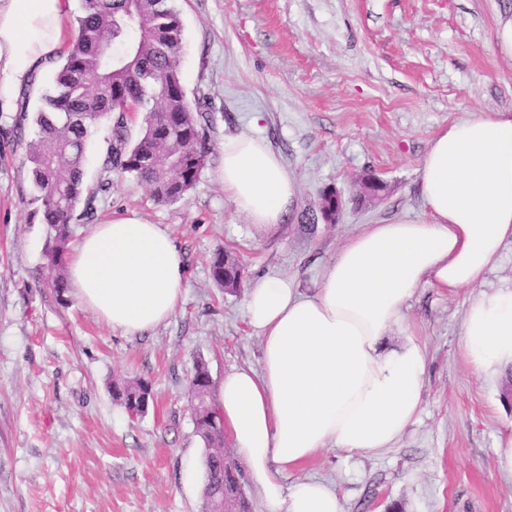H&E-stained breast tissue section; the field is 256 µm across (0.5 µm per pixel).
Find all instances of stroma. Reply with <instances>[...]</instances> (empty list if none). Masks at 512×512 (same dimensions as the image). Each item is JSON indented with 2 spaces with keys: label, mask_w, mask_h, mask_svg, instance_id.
I'll return each instance as SVG.
<instances>
[{
  "label": "stroma",
  "mask_w": 512,
  "mask_h": 512,
  "mask_svg": "<svg viewBox=\"0 0 512 512\" xmlns=\"http://www.w3.org/2000/svg\"><path fill=\"white\" fill-rule=\"evenodd\" d=\"M183 23L182 79L209 113V160L196 185L160 205L133 177L103 170V132L86 145L93 221L137 214L173 238L185 267L184 298L168 321L124 335L44 285L45 226L35 216L27 143L53 83L45 73L12 112H0V512H202L206 453L187 377L204 362L214 388L237 368H259L245 291L210 277L217 249L233 252L247 283L292 279L319 288L345 239L368 224L423 218L418 170L429 141L453 122L512 111V59L494 48L512 0H174ZM264 140L294 178L287 221L260 231L240 216L217 177L225 138ZM380 198L355 202L362 178ZM345 203L337 224L302 216L325 189ZM471 290L426 285L403 309L426 346L417 420L382 452L326 448L285 485L332 483L343 512H512V473L497 443L512 434V381L487 379L464 359L462 319ZM149 381L154 401L131 417L113 380Z\"/></svg>",
  "instance_id": "35a3bbf8"
}]
</instances>
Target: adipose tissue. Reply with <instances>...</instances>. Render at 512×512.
I'll return each mask as SVG.
<instances>
[{"mask_svg":"<svg viewBox=\"0 0 512 512\" xmlns=\"http://www.w3.org/2000/svg\"><path fill=\"white\" fill-rule=\"evenodd\" d=\"M72 0H0V112L51 66L70 39ZM425 217L369 225L337 250L314 295L284 278L254 282L249 325L261 368L224 378L220 409L266 512H342L318 480L285 486L288 471L326 446L354 454L393 447L425 392V347L404 327L403 308L424 284L471 289L461 350L494 377L512 365V289L484 291L512 240V113L473 115L434 137L418 170ZM219 180L238 213L266 229L281 224L297 187L261 139H225ZM71 294L112 329L133 336L166 322L183 300L180 255L157 224L127 216L96 225L68 261Z\"/></svg>","mask_w":512,"mask_h":512,"instance_id":"ef3b65f1","label":"adipose tissue"}]
</instances>
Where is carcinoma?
Wrapping results in <instances>:
<instances>
[{
	"instance_id": "cac0c4a2",
	"label": "carcinoma",
	"mask_w": 512,
	"mask_h": 512,
	"mask_svg": "<svg viewBox=\"0 0 512 512\" xmlns=\"http://www.w3.org/2000/svg\"><path fill=\"white\" fill-rule=\"evenodd\" d=\"M76 35L61 57L53 88L36 113L28 160L38 195L35 213L47 226L43 252L46 286L70 301L66 274L76 217H93L84 164L91 130L106 123L103 169L145 184L158 203H172L191 190L206 167L208 113L189 103L179 57L182 22L172 0H82ZM143 114L131 139L128 113ZM83 210H78V207ZM210 275L228 293L241 288L245 268L230 251L217 250ZM209 370L202 362L189 377L197 434L205 444L203 509L234 488L241 469L224 466V428L214 402ZM115 402L131 411L152 395L148 381L112 382Z\"/></svg>"
}]
</instances>
